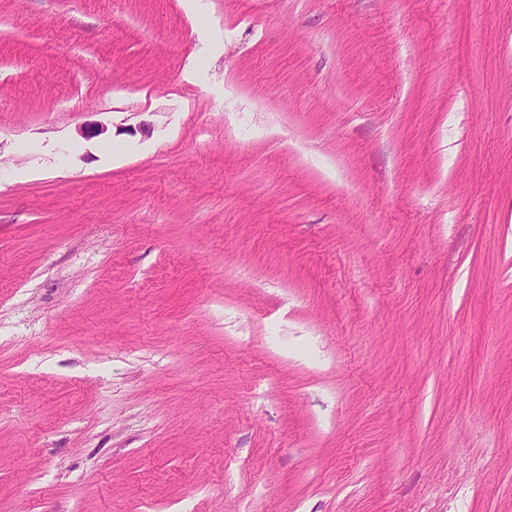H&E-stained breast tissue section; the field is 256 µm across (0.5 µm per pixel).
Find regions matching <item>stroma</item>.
<instances>
[{
    "instance_id": "35a3bbf8",
    "label": "stroma",
    "mask_w": 512,
    "mask_h": 512,
    "mask_svg": "<svg viewBox=\"0 0 512 512\" xmlns=\"http://www.w3.org/2000/svg\"><path fill=\"white\" fill-rule=\"evenodd\" d=\"M0 512H512V0H0Z\"/></svg>"
}]
</instances>
